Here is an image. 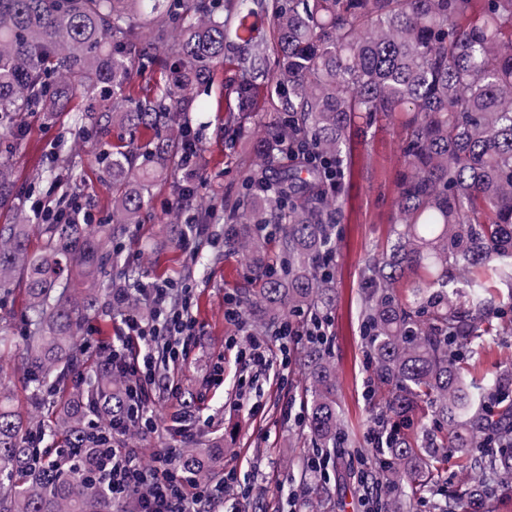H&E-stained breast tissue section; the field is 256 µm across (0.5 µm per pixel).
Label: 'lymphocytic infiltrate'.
<instances>
[{"label": "lymphocytic infiltrate", "mask_w": 512, "mask_h": 512, "mask_svg": "<svg viewBox=\"0 0 512 512\" xmlns=\"http://www.w3.org/2000/svg\"><path fill=\"white\" fill-rule=\"evenodd\" d=\"M190 293L189 283L148 281L137 288L141 304L150 307L151 318L132 315L123 318V331L117 340L102 345V352L112 359L114 370L132 380L128 391L126 412L112 423L91 416L93 435L104 438V466L100 479L113 498H133L132 512H200L203 504L223 499L225 494L239 492L248 498V488L242 487L236 471L229 470L221 482L201 485L190 481L181 464L178 448H153L143 451L119 443V436L128 428L139 426L155 430L156 422L150 411L152 389L158 378L159 362L152 345L159 337H167L172 359H187L197 345L196 321L189 303L169 306L174 289ZM237 359L247 366L269 368L288 366L287 353H277L264 337L246 334L245 338H230Z\"/></svg>", "instance_id": "lymphocytic-infiltrate-1"}]
</instances>
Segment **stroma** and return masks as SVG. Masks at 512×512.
<instances>
[{
    "label": "stroma",
    "instance_id": "obj_1",
    "mask_svg": "<svg viewBox=\"0 0 512 512\" xmlns=\"http://www.w3.org/2000/svg\"><path fill=\"white\" fill-rule=\"evenodd\" d=\"M234 74L233 65L224 64L193 97L186 118L199 136L195 172L190 175L172 165L158 174L149 208L121 241L122 257L144 279L192 284L190 309L200 344L187 360L170 363L168 377L194 398L190 424L196 440L223 438L225 469L237 470L243 484L253 489L254 498L240 504L242 512H308L296 489L298 464L305 461L312 445L302 425L283 415L285 408L299 410L306 400L304 369L298 360H291L290 376L284 381L276 368L261 373L243 368L226 345L238 329L224 318V296H240L253 287L251 267L242 255L220 248L193 252L191 245L182 243L183 227L173 218V188L178 182L192 187L196 198L221 212L236 207L242 197L244 173L257 161L252 147L269 118L274 88L261 87V109L241 128L225 129L224 106L235 97ZM97 108L95 101L80 96L56 121L28 112L22 116V136L0 137V152L12 158L20 197L45 198L49 184L39 173L63 145L83 163L80 195L93 204L97 221L108 218L112 180L98 164L99 153L115 145L141 150L153 135L126 127L96 134L74 123V113ZM401 146L397 130L377 122L367 140H355L353 164L339 190L343 222L337 227L332 259L336 304L327 312V333L348 444L337 451L339 474L331 487V512H364L357 474L363 462L375 456L367 441L374 420L368 400L372 366L361 318L362 269L368 257L389 249L393 239L390 220L396 204L394 181L402 164ZM219 358L224 361L223 385H204V376ZM152 407L158 428L135 438V446L184 447L169 420L176 403L164 386L154 388Z\"/></svg>",
    "mask_w": 512,
    "mask_h": 512
}]
</instances>
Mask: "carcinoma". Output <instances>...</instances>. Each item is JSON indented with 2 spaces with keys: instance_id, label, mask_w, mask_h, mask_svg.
Returning <instances> with one entry per match:
<instances>
[{
  "instance_id": "cac0c4a2",
  "label": "carcinoma",
  "mask_w": 512,
  "mask_h": 512,
  "mask_svg": "<svg viewBox=\"0 0 512 512\" xmlns=\"http://www.w3.org/2000/svg\"><path fill=\"white\" fill-rule=\"evenodd\" d=\"M270 23L273 46L263 37ZM273 51L275 68L268 66ZM234 56L235 104L227 126L251 109L256 89L275 86L274 115L264 125L259 170L271 189L244 180L242 205L227 216L224 247L248 256L257 287L244 302L258 327L290 313L324 316L336 303L325 260L342 221L338 196L326 192L327 163L347 168L351 127L384 117L403 142L389 251L362 270L363 336L377 381L387 387L375 410L384 448L374 462L380 512H413L411 496L437 485L446 466L466 472L434 512H496L512 497V363L482 382L469 361L489 336L512 334V0H0V133L19 135L17 117L52 120L78 93L101 111L75 121L156 133L139 156L116 149L99 157L112 176V212L102 224L32 225L15 191L14 170L0 157V208L17 224L0 225V295L21 285L26 341L11 345L0 315V355L25 375L27 413L0 391V512H120L96 478L98 449L89 439V406L103 421L121 415L126 379L98 362L84 373L82 329L117 296L118 316L140 310L139 274L121 264L114 242L148 206V169L182 159L195 136L179 115L193 86ZM159 69L143 98L134 77ZM304 158L281 165L286 151ZM45 178L68 195L80 179L73 156H58ZM281 232V261L265 258L257 228ZM304 427L327 455L344 445L336 371L323 341H307ZM426 421L402 432L417 410ZM50 435L77 449V466L37 460L30 435L39 412ZM224 442L187 448L193 480L209 481ZM299 493L322 512L328 486L316 478Z\"/></svg>"
}]
</instances>
